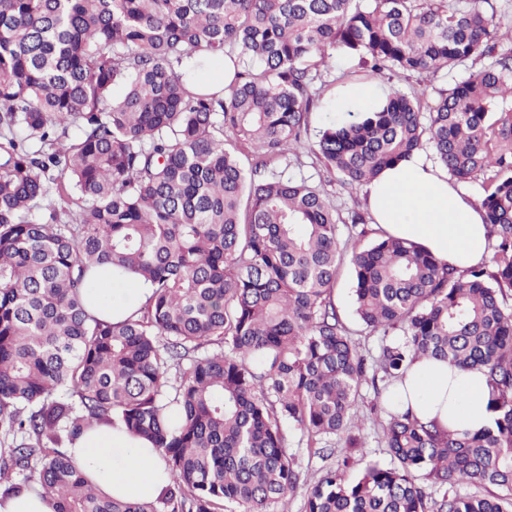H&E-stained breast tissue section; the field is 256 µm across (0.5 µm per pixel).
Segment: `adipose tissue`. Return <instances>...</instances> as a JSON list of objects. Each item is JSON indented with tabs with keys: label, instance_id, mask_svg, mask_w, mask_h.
<instances>
[{
	"label": "adipose tissue",
	"instance_id": "ef3b65f1",
	"mask_svg": "<svg viewBox=\"0 0 512 512\" xmlns=\"http://www.w3.org/2000/svg\"><path fill=\"white\" fill-rule=\"evenodd\" d=\"M387 93L377 82H354L337 88L334 109L357 117L373 111ZM363 191L376 228L385 234L419 244L440 263L460 271L486 261L489 241L481 208L426 153H415L383 170ZM150 295L148 284L118 281L104 270L86 306L97 318L115 320L126 317ZM396 401L421 420H434L459 432L480 431L493 420L483 373L463 371L443 361L414 364L396 389ZM70 454L111 497L149 501L170 481L161 450L122 430L86 435Z\"/></svg>",
	"mask_w": 512,
	"mask_h": 512
}]
</instances>
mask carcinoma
Masks as SVG:
<instances>
[{"instance_id":"carcinoma-1","label":"carcinoma","mask_w":512,"mask_h":512,"mask_svg":"<svg viewBox=\"0 0 512 512\" xmlns=\"http://www.w3.org/2000/svg\"><path fill=\"white\" fill-rule=\"evenodd\" d=\"M489 4L0 0V494L28 470L57 512H282L299 491L303 512H512V46ZM338 56L355 81L492 58L426 107L393 89L319 131L351 188L427 148L456 181L483 179L491 268L386 235L352 245L372 361L333 296L342 219L288 172ZM216 60L231 84L191 90ZM104 266L149 281L147 303L90 315ZM421 359L481 370L491 426L445 430L390 402ZM368 380L390 460L358 470ZM117 426L162 450L157 499L106 496L68 455ZM294 441L331 460L312 483Z\"/></svg>"}]
</instances>
